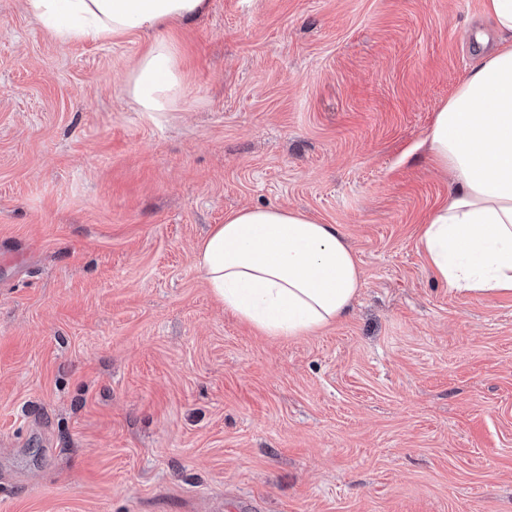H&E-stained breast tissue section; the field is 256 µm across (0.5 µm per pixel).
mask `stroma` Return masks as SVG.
I'll return each mask as SVG.
<instances>
[{
	"label": "stroma",
	"mask_w": 512,
	"mask_h": 512,
	"mask_svg": "<svg viewBox=\"0 0 512 512\" xmlns=\"http://www.w3.org/2000/svg\"><path fill=\"white\" fill-rule=\"evenodd\" d=\"M482 0H208L61 43L0 0V512H512V295L431 269L422 140ZM184 89L125 81L154 37ZM243 207L335 225L360 288L266 336L196 264ZM130 99L143 112H163L183 90L179 57L166 39L155 40L127 82Z\"/></svg>",
	"instance_id": "stroma-1"
}]
</instances>
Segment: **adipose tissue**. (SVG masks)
I'll use <instances>...</instances> for the list:
<instances>
[{"instance_id": "1", "label": "adipose tissue", "mask_w": 512, "mask_h": 512, "mask_svg": "<svg viewBox=\"0 0 512 512\" xmlns=\"http://www.w3.org/2000/svg\"><path fill=\"white\" fill-rule=\"evenodd\" d=\"M207 0H28L58 40L106 41L187 23ZM497 33L437 112L425 141L456 184L427 219L421 244L449 287L512 293V0H483ZM183 90L168 40L152 43L127 82L144 112L164 111ZM196 259L225 310L267 336H308L335 323L360 286L357 262L335 225L275 207L228 213L199 243Z\"/></svg>"}]
</instances>
